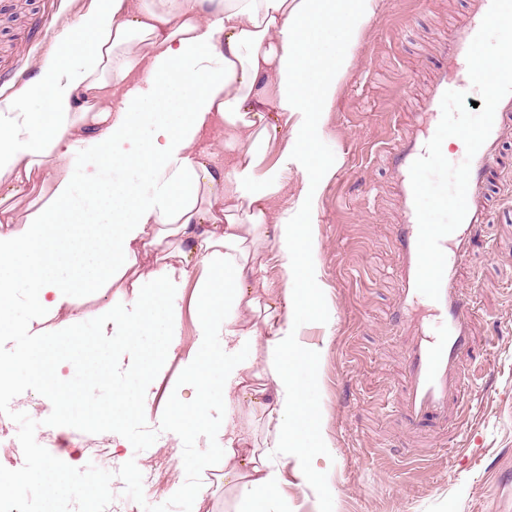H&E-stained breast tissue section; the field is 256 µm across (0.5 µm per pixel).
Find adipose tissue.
I'll use <instances>...</instances> for the list:
<instances>
[{
	"mask_svg": "<svg viewBox=\"0 0 512 512\" xmlns=\"http://www.w3.org/2000/svg\"><path fill=\"white\" fill-rule=\"evenodd\" d=\"M374 14V0H94L63 29L54 53L0 102V335L33 338L0 385L12 377L44 385L80 413L60 389L62 363L42 324L70 310L76 292L131 289L130 301L113 303L111 328L78 342L94 357L98 384L122 372L145 377L135 398L113 396L99 412L121 436L152 410L157 370L139 338L156 333L159 356L173 352L181 336L173 298L192 288L196 333L180 368L193 397L169 395L175 428L210 423L220 392L239 391L266 411L276 433L259 455L224 417V479L238 485L247 512H285L278 460L292 456L306 472L312 446L303 431L317 413L295 372L315 354L295 341L289 319L322 312L311 290L310 220L271 202L289 164L314 158L317 118ZM78 160L95 199L89 209L75 191ZM32 186L38 200L17 215L12 199ZM271 244L280 296L265 275ZM113 330L125 336L118 352ZM246 346L262 351V364L241 359Z\"/></svg>",
	"mask_w": 512,
	"mask_h": 512,
	"instance_id": "obj_1",
	"label": "adipose tissue"
}]
</instances>
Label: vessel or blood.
Returning a JSON list of instances; mask_svg holds the SVG:
<instances>
[{"instance_id": "obj_1", "label": "vessel or blood", "mask_w": 512, "mask_h": 512, "mask_svg": "<svg viewBox=\"0 0 512 512\" xmlns=\"http://www.w3.org/2000/svg\"><path fill=\"white\" fill-rule=\"evenodd\" d=\"M491 0H469L465 23L445 46L447 67L434 80L421 120L423 137L399 139L387 158L398 183L404 221L398 227L396 272L401 283L397 314L408 334L403 347L406 391L401 406L414 426L425 424L447 428L449 418L464 412L462 391L465 380L460 360L472 344L471 326L475 305L464 292L459 270L470 256L477 236L488 222L485 185L493 171L503 138L512 129V94L498 104L492 131L471 162L467 192V213L460 226L441 241L446 250V267L440 298L430 307L439 319V333H431L419 312L421 294L416 289L418 223L410 181V166L425 153V141L432 138L441 119V99L450 89H464L470 83L466 60L469 45L478 32Z\"/></svg>"}]
</instances>
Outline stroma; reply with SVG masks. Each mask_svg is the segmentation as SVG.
I'll return each instance as SVG.
<instances>
[{
	"instance_id": "1",
	"label": "stroma",
	"mask_w": 512,
	"mask_h": 512,
	"mask_svg": "<svg viewBox=\"0 0 512 512\" xmlns=\"http://www.w3.org/2000/svg\"><path fill=\"white\" fill-rule=\"evenodd\" d=\"M376 12L353 52L336 99L318 132L322 179L306 211L314 226L315 286L326 316L294 323L293 334L315 351V369L299 367L308 401L318 408L321 446L301 479L293 459H280L288 512H512V135L491 187L485 235L461 271L478 309L473 343L461 360L469 387L463 419L447 430L413 428L399 402L405 392L406 336L396 319V226L401 222L395 175L384 157L408 134L430 82L445 67L442 43L466 15L465 0H375ZM92 0H0V99L19 89L54 48L62 28ZM178 359L164 362L153 388L149 422L130 421L113 445L103 433L99 468L135 461L146 502H166L181 486L156 474L182 461L161 404L179 386ZM11 409L37 421L47 436L87 440L71 427H50L44 396L27 391ZM192 512H238L240 493L224 482L223 464L206 467Z\"/></svg>"
}]
</instances>
